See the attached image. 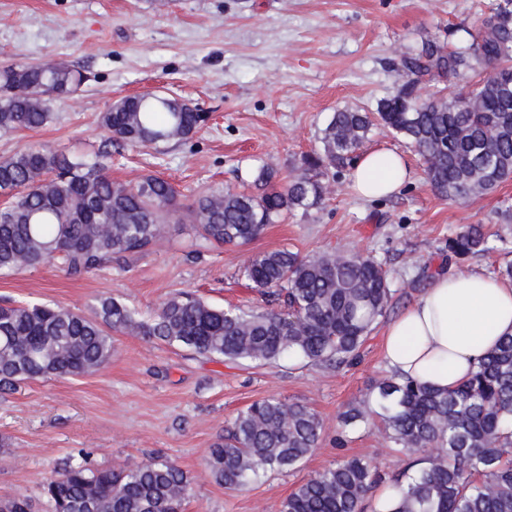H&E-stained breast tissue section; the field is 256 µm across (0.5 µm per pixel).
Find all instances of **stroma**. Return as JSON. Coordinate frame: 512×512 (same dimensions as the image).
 <instances>
[{
	"mask_svg": "<svg viewBox=\"0 0 512 512\" xmlns=\"http://www.w3.org/2000/svg\"><path fill=\"white\" fill-rule=\"evenodd\" d=\"M491 0H0V66L64 62L84 77L34 131L0 136V158L29 146L95 155L107 134L100 117L122 97L168 92L207 112L189 139L159 150L113 144L108 172L127 183L156 174L182 203L211 187L240 186L268 163L300 169L320 148L336 109L375 107L404 82L392 67L427 35L457 44ZM366 149L403 153L412 177L398 192L367 201L349 172L328 171L322 208L268 226L241 246L205 242L188 211L176 213L166 239L101 270L69 276L49 262L0 273V305L30 302L93 315L113 297L149 318L172 294L258 309L260 295L239 271L250 256L288 247L304 254L370 251L390 271L393 312L415 301L442 272L496 274L512 263V178L462 205L426 181L409 142L373 129ZM483 225L487 252L449 257L448 239ZM374 330L358 360L340 370L294 360L260 366L195 353L130 332L112 335V359L75 378L48 377L0 390V499L26 497L52 512L43 487L79 451L100 468L168 461L190 479L183 512H280L304 480L340 455L371 460L386 474L405 468L382 431L344 430L339 414L370 397L388 376ZM278 396L314 409L324 422L320 448L300 467L267 474L240 490L215 482L212 444L237 412Z\"/></svg>",
	"mask_w": 512,
	"mask_h": 512,
	"instance_id": "35a3bbf8",
	"label": "stroma"
}]
</instances>
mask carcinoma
I'll return each mask as SVG.
<instances>
[{
  "instance_id": "cac0c4a2",
  "label": "carcinoma",
  "mask_w": 512,
  "mask_h": 512,
  "mask_svg": "<svg viewBox=\"0 0 512 512\" xmlns=\"http://www.w3.org/2000/svg\"><path fill=\"white\" fill-rule=\"evenodd\" d=\"M467 43L450 50L425 38L399 57L406 76L374 110H336L321 130L320 151L297 174L263 165L247 189H211L188 206L207 242L237 245L259 238L290 213L323 204L325 171L353 166L372 129L410 141L426 163L431 189L454 204L488 193L512 177V0H495ZM455 79L451 96L425 85ZM83 75L71 66L18 63L0 67V134L47 124L52 107L74 95ZM207 117L172 95H133L101 116L108 140L158 148L190 138ZM0 272L59 259L74 277L115 255L156 246L166 217L183 204L172 183L146 175L134 185L112 180L85 155L28 148L0 159ZM488 251L483 226L448 239V254ZM241 275L280 309L216 307L189 293L170 296L149 319L112 297L97 318L39 304L0 306V388L46 377L93 373L112 359L111 332H135L199 354L272 365L284 358L341 369L351 365L392 302L388 271L371 252L302 257L286 248L250 257ZM342 428L380 422L390 447L412 458L387 478L370 461L343 456L303 481L281 512H364L369 493L389 487L390 512H512V335L454 389L437 390L395 376L371 399L338 416ZM324 424L309 407L277 397L255 401L235 417L210 451L214 480L237 490L291 469L320 447ZM185 473L169 462L116 473L86 459L64 465L44 486L53 512H181Z\"/></svg>"
}]
</instances>
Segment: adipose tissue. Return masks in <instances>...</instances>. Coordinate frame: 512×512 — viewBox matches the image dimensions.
Listing matches in <instances>:
<instances>
[{"mask_svg":"<svg viewBox=\"0 0 512 512\" xmlns=\"http://www.w3.org/2000/svg\"><path fill=\"white\" fill-rule=\"evenodd\" d=\"M412 176L399 152H365L351 172L367 200L394 194ZM512 335V284L486 273H440L425 293L390 320L382 335L392 373L434 389H452L475 371L479 358Z\"/></svg>","mask_w":512,"mask_h":512,"instance_id":"ef3b65f1","label":"adipose tissue"}]
</instances>
